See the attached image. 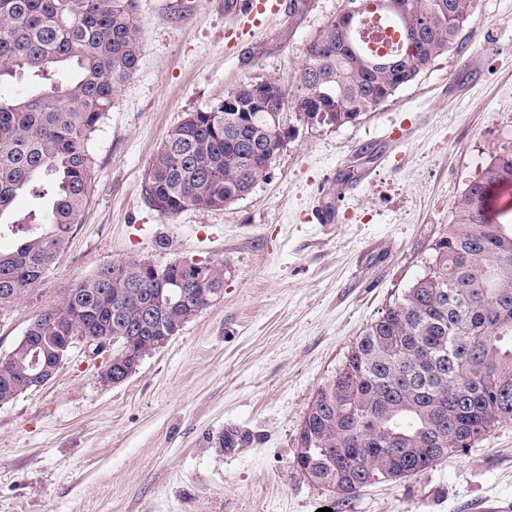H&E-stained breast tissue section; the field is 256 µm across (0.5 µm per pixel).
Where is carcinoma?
<instances>
[{
    "label": "carcinoma",
    "instance_id": "obj_1",
    "mask_svg": "<svg viewBox=\"0 0 512 512\" xmlns=\"http://www.w3.org/2000/svg\"><path fill=\"white\" fill-rule=\"evenodd\" d=\"M386 21L400 50L366 51L344 18L304 44L295 98L268 109L224 111V100L188 112L153 156L145 194L154 210H221L269 174L279 131L356 123L461 45L477 0H405ZM142 55L135 0H0V316L38 295L82 223L97 175L90 141ZM319 95L324 108L308 110ZM512 181V151L495 155L454 201L427 271L404 289L351 347L315 394L296 438L295 470L311 485L352 497L400 481L473 447L512 419V216L490 213L497 185ZM39 204L26 212L15 200ZM224 293V265L164 266L129 259L99 267L45 305L0 361V403L55 376L73 339L112 337V373L132 374Z\"/></svg>",
    "mask_w": 512,
    "mask_h": 512
}]
</instances>
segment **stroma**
Masks as SVG:
<instances>
[{
	"mask_svg": "<svg viewBox=\"0 0 512 512\" xmlns=\"http://www.w3.org/2000/svg\"><path fill=\"white\" fill-rule=\"evenodd\" d=\"M344 0H298L224 33V0H137L142 56L91 141L98 176L82 224L37 297L0 318V357L42 307L98 267L223 264L224 294L102 385L84 347L46 385L0 405V512H472L512 503V420L406 481L352 498L295 471L319 387L362 331L427 268L453 202L512 148V0H478L463 51L439 56L353 125L301 130L267 178L224 209L155 211L149 163L185 113L240 84L292 75ZM330 205L333 224L313 212ZM246 439L216 448L227 430Z\"/></svg>",
	"mask_w": 512,
	"mask_h": 512,
	"instance_id": "35a3bbf8",
	"label": "stroma"
}]
</instances>
